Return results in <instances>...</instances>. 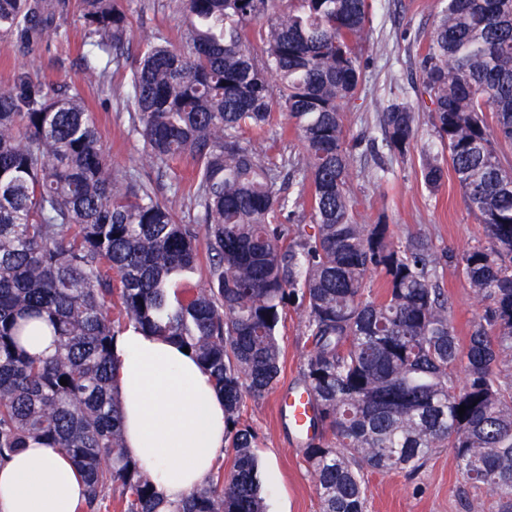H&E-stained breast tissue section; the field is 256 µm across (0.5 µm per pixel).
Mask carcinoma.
<instances>
[{"mask_svg": "<svg viewBox=\"0 0 512 512\" xmlns=\"http://www.w3.org/2000/svg\"><path fill=\"white\" fill-rule=\"evenodd\" d=\"M274 2L182 0L191 51L153 41L132 73L149 157L196 161L187 224L139 176L112 172L78 92L23 74L0 87V466L34 443L65 449L87 483L82 512L114 486L124 512H264L255 435L239 414L245 396L275 386L279 325L296 305L317 428L304 456L321 512H366L364 471L411 474L447 447L489 492L488 512H512V170L495 148L512 147V0H443L419 65L487 240L452 256L484 304L464 341L438 284L442 256L355 217L350 160L361 141L345 138L341 112L362 81L370 0H297L284 14ZM71 9L0 0V40L49 45ZM79 12L103 78L128 17L117 0H79ZM277 107L301 140L296 161L263 162L240 138ZM381 123L384 146L406 157L413 113L392 104ZM286 166L301 177L294 198L275 189ZM423 177L439 187L444 163L428 157ZM305 204L309 222L291 223ZM201 230L211 285L172 296L173 276L200 261ZM372 272L384 277L380 295ZM129 326L188 348L224 393L229 479L165 502L127 455L114 344ZM42 332L53 336L48 356L34 352Z\"/></svg>", "mask_w": 512, "mask_h": 512, "instance_id": "cac0c4a2", "label": "carcinoma"}]
</instances>
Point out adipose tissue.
Segmentation results:
<instances>
[{
    "label": "adipose tissue",
    "mask_w": 512,
    "mask_h": 512,
    "mask_svg": "<svg viewBox=\"0 0 512 512\" xmlns=\"http://www.w3.org/2000/svg\"><path fill=\"white\" fill-rule=\"evenodd\" d=\"M116 379L126 452L170 501L202 485L224 453V398L196 359L129 327ZM84 477L62 449L36 445L0 467V512H76Z\"/></svg>",
    "instance_id": "ef3b65f1"
}]
</instances>
